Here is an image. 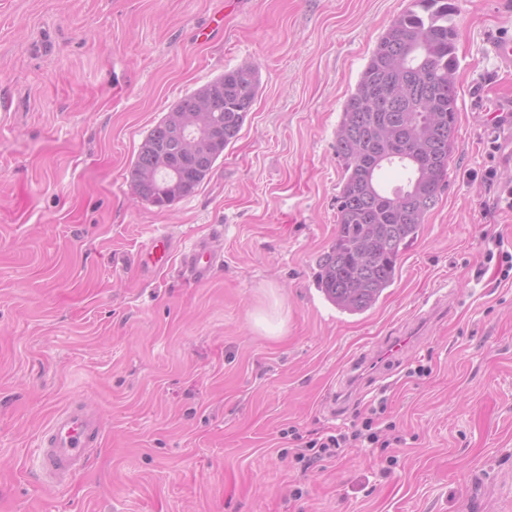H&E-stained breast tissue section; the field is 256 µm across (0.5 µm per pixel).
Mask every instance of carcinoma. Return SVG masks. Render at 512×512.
Masks as SVG:
<instances>
[{"label":"carcinoma","mask_w":512,"mask_h":512,"mask_svg":"<svg viewBox=\"0 0 512 512\" xmlns=\"http://www.w3.org/2000/svg\"><path fill=\"white\" fill-rule=\"evenodd\" d=\"M455 0H413L380 38L336 131L344 183L336 239L319 262L317 286L342 312L373 308L395 281L402 250L418 236L448 178L458 121ZM260 88L251 65L227 70L184 96L142 142L130 170L136 195L161 209L192 194L238 137ZM207 103L212 123L180 127L176 115ZM410 171L391 193L384 165Z\"/></svg>","instance_id":"cac0c4a2"}]
</instances>
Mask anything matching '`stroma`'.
I'll return each instance as SVG.
<instances>
[{
    "label": "stroma",
    "mask_w": 512,
    "mask_h": 512,
    "mask_svg": "<svg viewBox=\"0 0 512 512\" xmlns=\"http://www.w3.org/2000/svg\"><path fill=\"white\" fill-rule=\"evenodd\" d=\"M456 4L448 185L393 285L350 315L316 282L336 129L412 0H0V512H505L512 210L494 199L512 129L494 112L512 74L490 42L512 37V0ZM243 65L260 89L212 174L167 210L138 198L128 171L150 129ZM219 224L210 280L176 261L138 273L154 234L184 249ZM436 291L444 308L420 319ZM396 336L398 359L364 369ZM74 400L96 409L100 445L68 486L41 484L36 438ZM371 407L389 447L303 469L304 442Z\"/></svg>",
    "instance_id": "obj_1"
}]
</instances>
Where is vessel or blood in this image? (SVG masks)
Wrapping results in <instances>:
<instances>
[{"label":"vessel or blood","instance_id":"1","mask_svg":"<svg viewBox=\"0 0 512 512\" xmlns=\"http://www.w3.org/2000/svg\"><path fill=\"white\" fill-rule=\"evenodd\" d=\"M176 255L183 272L199 282L207 280L223 262L210 241H195L178 254L169 234L161 233L144 247L138 265L145 273L160 271ZM100 438L95 413L86 404L77 401L57 411L38 440L39 479L55 486L68 484L89 460Z\"/></svg>","mask_w":512,"mask_h":512}]
</instances>
